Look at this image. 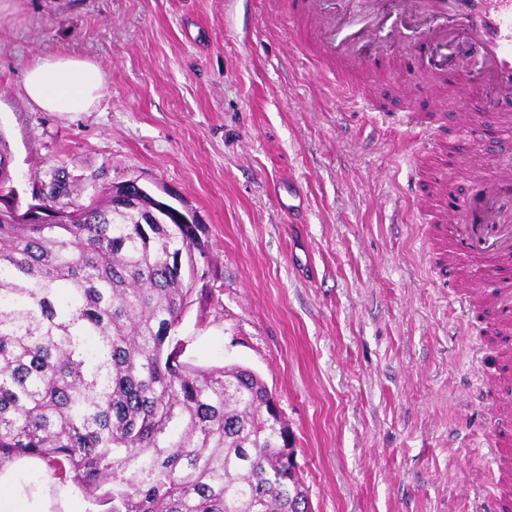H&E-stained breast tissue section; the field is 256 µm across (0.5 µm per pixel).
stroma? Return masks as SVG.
I'll list each match as a JSON object with an SVG mask.
<instances>
[{
    "mask_svg": "<svg viewBox=\"0 0 512 512\" xmlns=\"http://www.w3.org/2000/svg\"><path fill=\"white\" fill-rule=\"evenodd\" d=\"M278 0H13L0 16V130L22 202L54 170L72 198L138 182L178 193L215 271L178 329L182 361L253 370L279 401L314 512H476L498 492L474 400L479 325L434 283L417 200L425 141L346 97L299 47ZM58 54L106 75L96 110L45 112L27 64ZM363 71L378 95L437 107L433 85ZM456 194L512 156V128L447 138ZM294 183L290 220L270 188Z\"/></svg>",
    "mask_w": 512,
    "mask_h": 512,
    "instance_id": "stroma-1",
    "label": "stroma"
}]
</instances>
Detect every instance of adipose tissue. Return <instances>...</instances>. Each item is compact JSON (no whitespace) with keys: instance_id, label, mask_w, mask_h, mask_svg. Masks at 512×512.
Here are the masks:
<instances>
[{"instance_id":"obj_1","label":"adipose tissue","mask_w":512,"mask_h":512,"mask_svg":"<svg viewBox=\"0 0 512 512\" xmlns=\"http://www.w3.org/2000/svg\"><path fill=\"white\" fill-rule=\"evenodd\" d=\"M105 87L106 76L96 63L52 54L29 63L22 82L24 97L45 112L91 111ZM0 512H50L29 471L0 468Z\"/></svg>"}]
</instances>
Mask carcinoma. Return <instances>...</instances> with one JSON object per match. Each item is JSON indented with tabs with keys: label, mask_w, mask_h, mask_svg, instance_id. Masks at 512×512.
Here are the masks:
<instances>
[{
	"label": "carcinoma",
	"mask_w": 512,
	"mask_h": 512,
	"mask_svg": "<svg viewBox=\"0 0 512 512\" xmlns=\"http://www.w3.org/2000/svg\"><path fill=\"white\" fill-rule=\"evenodd\" d=\"M11 160L0 132V462L40 457L105 512H312L261 378L180 361L204 226L134 184L79 203L57 172L35 217L62 219L24 224Z\"/></svg>",
	"instance_id": "1"
}]
</instances>
